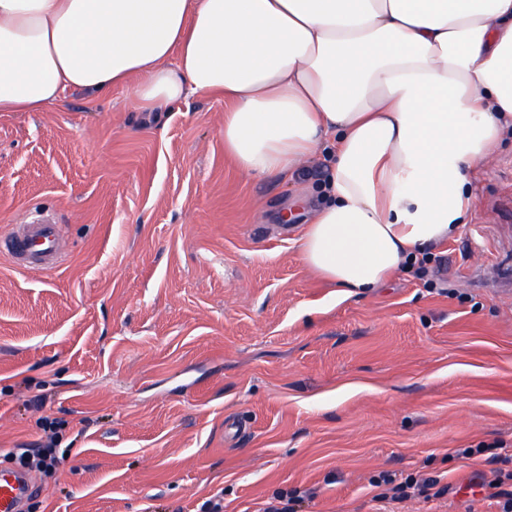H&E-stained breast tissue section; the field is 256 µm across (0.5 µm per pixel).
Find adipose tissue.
Masks as SVG:
<instances>
[{"instance_id": "1", "label": "adipose tissue", "mask_w": 512, "mask_h": 512, "mask_svg": "<svg viewBox=\"0 0 512 512\" xmlns=\"http://www.w3.org/2000/svg\"><path fill=\"white\" fill-rule=\"evenodd\" d=\"M128 83L147 112L222 98L247 177L328 156L297 243L348 298L469 223L512 134V0H0V113Z\"/></svg>"}]
</instances>
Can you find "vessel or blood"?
Wrapping results in <instances>:
<instances>
[{
    "label": "vessel or blood",
    "mask_w": 512,
    "mask_h": 512,
    "mask_svg": "<svg viewBox=\"0 0 512 512\" xmlns=\"http://www.w3.org/2000/svg\"><path fill=\"white\" fill-rule=\"evenodd\" d=\"M0 255L19 269L53 270L62 257L59 227L43 221L17 225L9 235L0 236ZM29 487L23 473L0 472V512H20Z\"/></svg>",
    "instance_id": "obj_1"
}]
</instances>
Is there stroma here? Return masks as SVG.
<instances>
[{"label": "stroma", "instance_id": "stroma-1", "mask_svg": "<svg viewBox=\"0 0 512 512\" xmlns=\"http://www.w3.org/2000/svg\"><path fill=\"white\" fill-rule=\"evenodd\" d=\"M223 100L135 107L133 87L0 114V235L51 217L68 258H0V471L45 420L71 454L24 512H377L380 473L445 497L395 512H500L459 448L512 453V144L479 170L469 224L336 299L300 258V198L224 154Z\"/></svg>", "mask_w": 512, "mask_h": 512}]
</instances>
